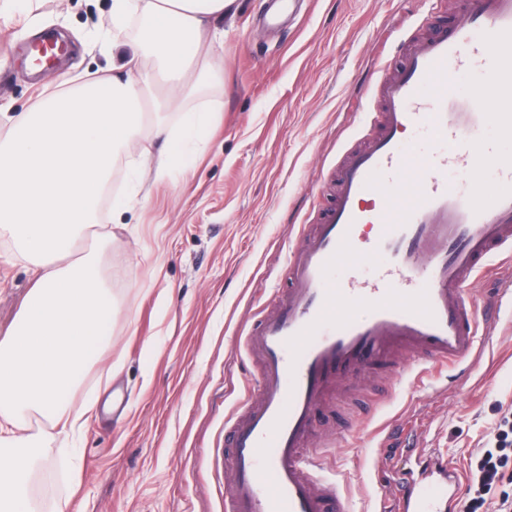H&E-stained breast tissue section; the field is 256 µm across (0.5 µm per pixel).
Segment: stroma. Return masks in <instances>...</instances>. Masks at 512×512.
Wrapping results in <instances>:
<instances>
[{
  "instance_id": "stroma-1",
  "label": "stroma",
  "mask_w": 512,
  "mask_h": 512,
  "mask_svg": "<svg viewBox=\"0 0 512 512\" xmlns=\"http://www.w3.org/2000/svg\"><path fill=\"white\" fill-rule=\"evenodd\" d=\"M268 0H238L217 22L207 55L183 85L159 83L150 100L180 133L212 109L190 158L157 162L163 139L145 128L120 172L128 209L101 210L112 240L102 248L112 292V342L91 365L73 404L92 409L77 443L32 416L40 443L29 494L37 512H224V424L251 397L257 361L241 342L288 286L287 256L300 228L317 223L336 188V167L367 133L376 109L369 80L397 70L401 41L461 16V0H304L277 33L260 19ZM112 0H40L36 24L0 21V110L25 111L44 86L110 75L133 54L138 17L123 33ZM73 46L63 66L34 74L22 44L48 31ZM26 263L0 268V337L33 286ZM481 361L431 370L410 363L402 379L368 371L341 382L316 417L311 447L320 475L338 479L350 512H376L381 491L417 477L418 457L397 454L419 416L421 440L455 473L460 489L440 512H465L472 452L512 409V309L485 327ZM387 447H377L378 438Z\"/></svg>"
}]
</instances>
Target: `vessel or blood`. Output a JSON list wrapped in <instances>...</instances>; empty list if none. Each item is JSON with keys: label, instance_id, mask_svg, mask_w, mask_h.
<instances>
[{"label": "vessel or blood", "instance_id": "vessel-or-blood-1", "mask_svg": "<svg viewBox=\"0 0 512 512\" xmlns=\"http://www.w3.org/2000/svg\"><path fill=\"white\" fill-rule=\"evenodd\" d=\"M460 20L425 38L409 35L397 72L379 71V110L364 145L338 167L336 196L288 260V288L245 338L259 364L256 403L233 417L224 465L233 487L225 512H347L336 482L318 476L309 442L332 386L376 369L400 372L409 356L444 366L480 355L479 312L465 286L494 256L512 257V162L481 137L497 123L512 136V0H463ZM483 69L484 84L458 91L460 72ZM425 128L427 151L407 134ZM495 168L499 188L482 199L442 178ZM370 224L371 238L357 228ZM378 258L362 287L339 286L337 266ZM450 472L379 512L430 505L456 492Z\"/></svg>", "mask_w": 512, "mask_h": 512}]
</instances>
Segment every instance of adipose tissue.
Wrapping results in <instances>:
<instances>
[{"mask_svg": "<svg viewBox=\"0 0 512 512\" xmlns=\"http://www.w3.org/2000/svg\"><path fill=\"white\" fill-rule=\"evenodd\" d=\"M236 0H112V28L141 17L140 51L112 76L49 92L28 111L0 113V238L6 262L26 261L34 286L0 340V512H35L27 486L39 414L59 434L83 410L61 400L97 359L112 321L96 252L71 261L77 239L97 223L104 189L143 125V91L154 72L177 78L202 53L211 23Z\"/></svg>", "mask_w": 512, "mask_h": 512, "instance_id": "ef3b65f1", "label": "adipose tissue"}]
</instances>
